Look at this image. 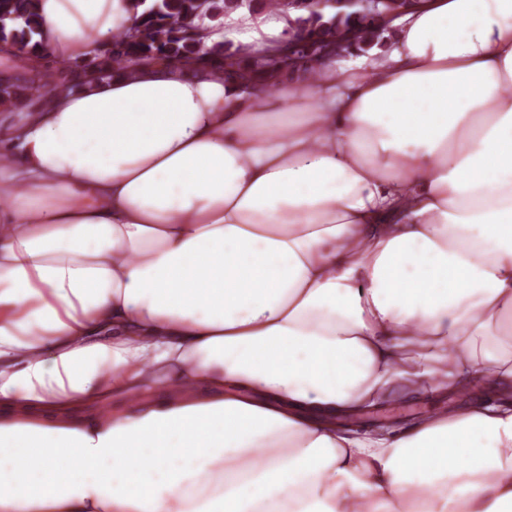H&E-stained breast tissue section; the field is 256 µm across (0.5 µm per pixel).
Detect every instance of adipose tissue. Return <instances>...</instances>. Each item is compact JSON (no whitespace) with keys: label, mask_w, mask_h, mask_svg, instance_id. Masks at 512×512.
<instances>
[{"label":"adipose tissue","mask_w":512,"mask_h":512,"mask_svg":"<svg viewBox=\"0 0 512 512\" xmlns=\"http://www.w3.org/2000/svg\"><path fill=\"white\" fill-rule=\"evenodd\" d=\"M37 10L54 61L140 15ZM297 16L199 46L267 59ZM392 27L272 93L131 59L0 106V512H512V0ZM455 400L448 397L442 400L436 395L399 400L381 407L339 420L341 427L353 436H362L367 432L386 430L409 423L426 415L434 405L448 407Z\"/></svg>","instance_id":"obj_1"}]
</instances>
